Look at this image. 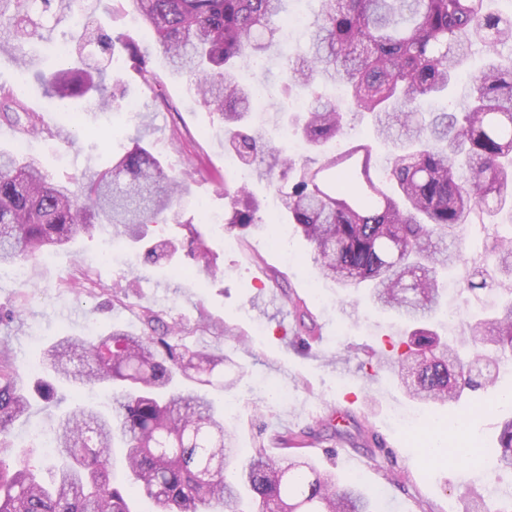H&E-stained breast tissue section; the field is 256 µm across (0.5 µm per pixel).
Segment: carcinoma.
Masks as SVG:
<instances>
[{
    "label": "carcinoma",
    "instance_id": "1",
    "mask_svg": "<svg viewBox=\"0 0 512 512\" xmlns=\"http://www.w3.org/2000/svg\"><path fill=\"white\" fill-rule=\"evenodd\" d=\"M308 38L280 63L288 92L306 96L303 112L286 122L316 158L300 161L277 149L249 123L254 86L238 80L244 64L265 62L277 44L278 21L288 0H132L155 35L169 75L224 123V150L268 180L282 217L312 247L318 273L345 294L361 288L379 309L407 322L405 349L378 365L400 377L406 395L435 408L465 390L493 386L496 364L512 354V296L491 317L465 324V336L443 339L432 329L442 275L463 261L460 239L478 216L512 215V60L497 47L512 42V15L493 0H317ZM72 0H0L5 48L38 37L58 22ZM79 53L96 49L106 64L86 63L41 75L51 94L84 98L105 110L123 98L101 93L107 65L117 60L115 83L137 74L169 112L176 111L150 56L129 34L108 35L89 20L79 23ZM488 48L471 78L460 111L422 112L420 102L443 96L471 47ZM343 82L348 108L318 91ZM0 117L28 134H53L13 86H0ZM366 121L397 148L376 179L371 148L339 151L333 142L352 123ZM214 177L209 170L177 171L140 137L112 168L80 185L52 178L30 157L0 150V266L36 265L47 250L94 236L101 224L143 250L149 263L187 256L207 277L212 250L205 234L183 219L186 179ZM228 204L226 224L243 232L271 231L261 202L243 183L217 180ZM152 224H175L189 236H157ZM492 268L512 280V235L496 240ZM494 278L477 270L466 290L492 289ZM297 335L308 345L319 328L298 296L288 297ZM157 313L144 314L145 331L112 329L92 343L64 336L44 351L46 374L38 394L58 401L55 382L99 387L111 397L107 410L77 403L52 427L55 455L44 482L30 465L34 449L15 447L7 434L30 408L18 387L8 348L0 349V512H131L127 499H147L150 512H375L368 492L354 480L322 471L303 455L270 456L259 447L238 455L237 432L202 392L228 390L224 356L189 344L178 322L160 330ZM480 337L483 350L464 360L459 346ZM310 429L277 435L280 448L308 447ZM126 449L127 489L112 485V448ZM495 471L512 470V416L503 419L485 451Z\"/></svg>",
    "mask_w": 512,
    "mask_h": 512
}]
</instances>
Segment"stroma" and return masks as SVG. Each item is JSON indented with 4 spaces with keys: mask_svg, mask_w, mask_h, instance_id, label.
I'll return each instance as SVG.
<instances>
[{
    "mask_svg": "<svg viewBox=\"0 0 512 512\" xmlns=\"http://www.w3.org/2000/svg\"><path fill=\"white\" fill-rule=\"evenodd\" d=\"M133 13L131 0H76L55 27L22 47L30 73L26 103L49 122L54 134L26 137L0 120V148L14 150L19 142L29 141L30 155L55 179L65 181L110 168L113 157L140 134L175 168L198 160L208 169L225 171L224 127L218 115L189 94L183 80L167 77L165 59L153 50L150 33L134 23ZM80 14L107 32L130 33L151 48V66L165 76V90L180 108L178 116L159 111L152 92L135 76L126 84L128 108L121 112L81 99L60 100L48 92L37 75L70 65V58L57 55L55 48L69 40ZM269 68L264 75L246 68L241 78L263 85L265 96L254 106V120L280 146L284 140L279 107L286 95L277 62H270ZM175 126L185 135L177 151L169 141ZM246 183L275 232L243 239L235 231H210L209 245L224 269L221 278L206 280L196 268L176 261L130 273L102 257L113 241L108 226L94 237L54 249L27 279L1 268L0 310L22 311L20 319L0 324V344L13 351L20 387L33 388L41 354L58 338L73 335L96 341L115 328L137 334L144 311L152 310L165 321H182L187 342L232 360L224 375L235 385L220 400L225 417L237 428L241 454L251 453L260 439L266 441L267 452H274L269 442L274 433L312 427L331 414L348 430V438L336 443L319 437L308 454L320 468L354 478L376 494L379 512H467L475 497L498 508L499 494L512 491V471L499 472L493 481L485 468L463 460L452 467L440 459L430 462L413 441L427 434L429 423L447 424L449 418L462 417L481 446H488L497 436L501 415L478 411L477 406L492 399L495 391L471 392L454 407L435 411L409 400L375 358L401 340L404 320L376 309L365 291L343 299L341 290L317 274L309 244L292 225L281 223L267 182L251 176ZM182 210L188 218L203 212L220 218L225 214L224 197L215 183L197 178L188 187ZM502 232L498 220L468 225L461 244L464 260L449 282L461 285ZM84 272L93 277L95 287L87 292L69 288V281ZM117 285L125 292L119 299L112 295ZM503 293L500 287L477 293L456 290L448 295L438 323L447 334L462 335L463 320L489 316ZM293 294L307 300L321 327L322 341L308 350L293 339L296 322L288 303ZM403 411L423 419V427L411 433L393 425L392 416ZM365 421L384 440L390 457L371 459L372 447L358 429Z\"/></svg>",
    "mask_w": 512,
    "mask_h": 512,
    "instance_id": "35a3bbf8",
    "label": "stroma"
}]
</instances>
